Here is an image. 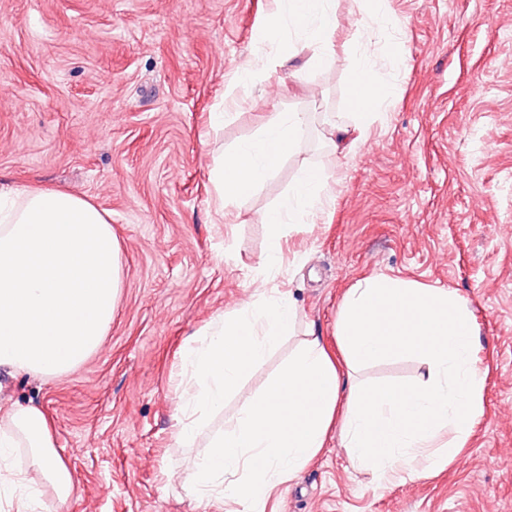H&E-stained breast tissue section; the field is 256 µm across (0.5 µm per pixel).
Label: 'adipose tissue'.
I'll list each match as a JSON object with an SVG mask.
<instances>
[{
	"label": "adipose tissue",
	"instance_id": "ef3b65f1",
	"mask_svg": "<svg viewBox=\"0 0 512 512\" xmlns=\"http://www.w3.org/2000/svg\"><path fill=\"white\" fill-rule=\"evenodd\" d=\"M276 21L256 34L258 54L240 71L225 100L240 85L269 83L288 47L269 51L286 21L306 51L304 66L329 70L334 57L333 0H273ZM352 123L332 129L333 146L355 150L379 109L393 103L364 56H354ZM308 129L304 112L271 113L251 140L222 156L212 170L224 205L252 195ZM329 177L320 167L301 170L281 203L267 210L268 250L257 270L267 281L281 261L286 226L322 212ZM123 281L120 248L104 212L87 199L49 188L0 189V378L21 373L54 376L76 367L101 343ZM298 308L286 294L260 293L235 314L217 316L183 355L177 439L191 446L209 412L239 393L243 378L264 363L296 325ZM339 354L307 337L296 355L257 396L241 395L236 418L209 450L192 458L188 494L222 512H266L275 490L295 479L339 435L354 465L379 484L445 468L463 448L481 410L484 372L475 352L472 314L454 291L389 275L358 282L345 293L336 322ZM414 355L424 370L411 382L363 386L360 367L387 357ZM448 442H440L444 430ZM28 451L65 505L73 477L55 450L51 423L31 403L12 402L0 413V491L16 512H36L39 485L13 467L16 449Z\"/></svg>",
	"mask_w": 512,
	"mask_h": 512
}]
</instances>
